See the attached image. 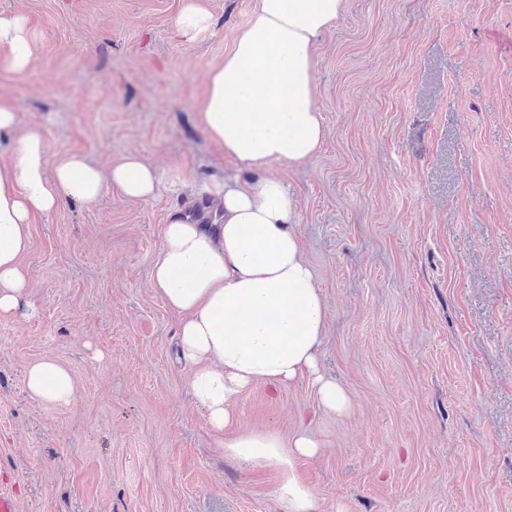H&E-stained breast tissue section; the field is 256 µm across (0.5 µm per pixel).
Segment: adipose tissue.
<instances>
[{"label": "adipose tissue", "mask_w": 512, "mask_h": 512, "mask_svg": "<svg viewBox=\"0 0 512 512\" xmlns=\"http://www.w3.org/2000/svg\"><path fill=\"white\" fill-rule=\"evenodd\" d=\"M344 6L258 0L231 52L210 70L198 109L204 135L240 173L206 186L218 202L215 223L179 210L170 215L151 273L154 290L180 316L177 357L218 447L227 458L275 471V494L288 512H316L295 462L318 456V443L304 433L286 440L272 431L234 430V406L254 384L278 389L305 380L326 411L351 407L341 384L318 369L326 304L304 258L297 201L284 180L266 172L274 163H307L323 143L314 47ZM37 53L27 17L0 12V69L25 74ZM16 122L14 106L0 98V137L17 138L14 160L0 162V317L35 310L21 259L36 219L68 198L93 205L114 188L146 201L160 185L156 168L134 152L106 170L80 153L49 165L43 133L16 134ZM26 387L42 402L64 405L75 396L70 372L51 360L29 367Z\"/></svg>", "instance_id": "1"}]
</instances>
